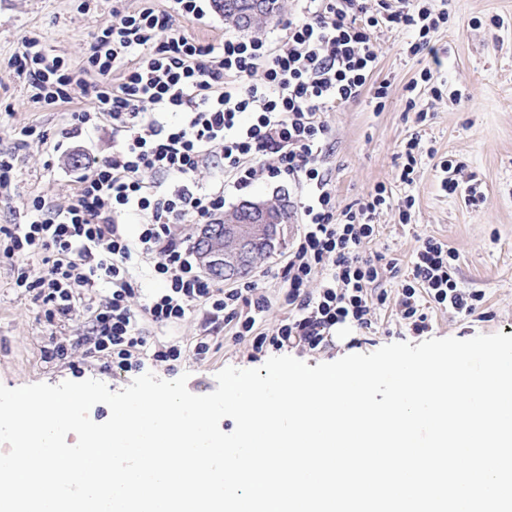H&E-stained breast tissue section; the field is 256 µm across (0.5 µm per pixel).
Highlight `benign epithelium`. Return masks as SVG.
Returning <instances> with one entry per match:
<instances>
[{"label":"benign epithelium","instance_id":"7a95c632","mask_svg":"<svg viewBox=\"0 0 512 512\" xmlns=\"http://www.w3.org/2000/svg\"><path fill=\"white\" fill-rule=\"evenodd\" d=\"M248 28L272 16L264 0H252ZM288 201L282 197L245 200L224 211V216L196 230L198 259L210 276L228 281L245 277L274 249L281 225L288 223Z\"/></svg>","mask_w":512,"mask_h":512}]
</instances>
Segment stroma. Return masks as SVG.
Here are the masks:
<instances>
[{"instance_id": "35a3bbf8", "label": "stroma", "mask_w": 512, "mask_h": 512, "mask_svg": "<svg viewBox=\"0 0 512 512\" xmlns=\"http://www.w3.org/2000/svg\"><path fill=\"white\" fill-rule=\"evenodd\" d=\"M0 0V150L14 152L18 187L9 198L0 197V226L11 223L18 210L38 195H54L67 202V188L59 170L45 161L66 123L64 112H45L31 104L22 81L8 67L9 57L22 37L40 33L54 53L80 64L103 25L113 20V0ZM449 21L430 35L431 49L413 56L407 51L409 32L378 29L374 43L378 66L374 82H390L392 96L382 111H374L368 98L338 106L325 114L332 131L331 151L325 165L332 171L337 208H344L386 184L394 205L378 218L380 233L374 250L408 263L421 239L432 236L459 254L460 287L484 295L477 314L456 315L435 309L430 313L429 337L468 339L496 332L512 335V0H447ZM430 82H422L423 70ZM415 84L412 97L404 88ZM427 119L415 123L416 112ZM34 124L47 130V143L18 146L21 128ZM421 136L435 156L420 155L412 185L400 183L396 171L405 161L404 147ZM453 160L462 166L464 188L443 191L440 164ZM475 187L482 202L471 203L467 187ZM413 195L410 224L399 221L397 202ZM289 196L298 201L300 190L285 180H262L238 191L225 184L226 206L248 199L269 200ZM80 321L59 325L46 321L39 302L12 286L7 264L0 262V384L10 388L39 382L52 385L76 376L104 382L118 391L132 381L116 374L102 361L87 357L84 348L69 351L62 360L45 362L42 350L52 337L77 338ZM353 353H370L393 342L418 345L393 305L378 308L371 330L345 331ZM266 355L252 356L247 341L220 340L212 360L196 363L185 355L177 368L154 367L159 378L187 375L191 393L206 395L217 387L215 375L227 366L261 367Z\"/></svg>"}]
</instances>
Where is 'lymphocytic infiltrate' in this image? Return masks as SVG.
Returning <instances> with one entry per match:
<instances>
[{"label":"lymphocytic infiltrate","mask_w":512,"mask_h":512,"mask_svg":"<svg viewBox=\"0 0 512 512\" xmlns=\"http://www.w3.org/2000/svg\"><path fill=\"white\" fill-rule=\"evenodd\" d=\"M211 3L114 11L77 66L34 32L9 59L33 105L68 108L64 137L82 154L66 172L73 185L67 203L34 197L25 222L0 227V256L15 287L40 303L48 322L78 319L86 328L77 340L54 343L46 359L80 345L120 372L171 366L187 351L206 363L222 331L249 340L257 353L318 350L332 345L337 325L371 328L387 302L383 283L397 262L364 247L379 233L376 218L392 205L390 192L380 184L337 209L322 166L330 135L324 115L366 94L382 110L390 85L370 84L374 31L414 33L408 51L416 55L447 23V9L434 0H379L374 12L364 0H302L279 34L230 35L213 45L174 30L175 17L206 19ZM80 94L91 96L92 109L71 110ZM104 127L112 150L100 155L88 142ZM202 172L214 181L200 182ZM228 178L238 189L281 178L300 188L301 230L279 268L278 294L256 279L227 287L205 276L194 245L178 235L185 219L209 224L223 215ZM34 257L48 269L35 280L28 274ZM457 259L432 237L413 253L395 306L415 335L428 331L429 310L470 315L481 302V294L459 287ZM141 267L160 289L142 294ZM275 308L280 319L264 331ZM192 313L203 332L188 348L158 338Z\"/></svg>","instance_id":"1"}]
</instances>
